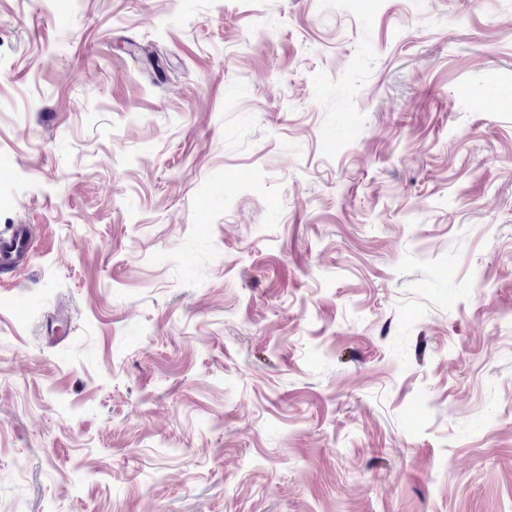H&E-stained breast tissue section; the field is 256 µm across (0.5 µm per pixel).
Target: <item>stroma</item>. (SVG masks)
Returning <instances> with one entry per match:
<instances>
[{"instance_id":"35a3bbf8","label":"stroma","mask_w":512,"mask_h":512,"mask_svg":"<svg viewBox=\"0 0 512 512\" xmlns=\"http://www.w3.org/2000/svg\"><path fill=\"white\" fill-rule=\"evenodd\" d=\"M1 197L0 512H512V0H0ZM34 245L30 224H11L0 233V274H8L25 265Z\"/></svg>"}]
</instances>
